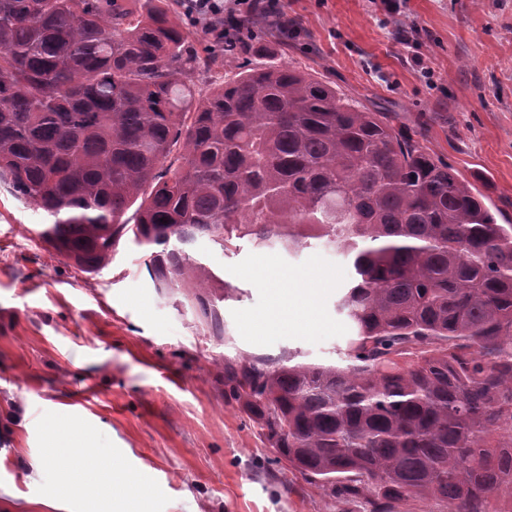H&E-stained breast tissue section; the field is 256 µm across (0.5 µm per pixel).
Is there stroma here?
Instances as JSON below:
<instances>
[{
  "label": "stroma",
  "mask_w": 512,
  "mask_h": 512,
  "mask_svg": "<svg viewBox=\"0 0 512 512\" xmlns=\"http://www.w3.org/2000/svg\"><path fill=\"white\" fill-rule=\"evenodd\" d=\"M297 32L263 27L225 61L234 74L288 64L411 135L448 163L498 223L512 221V0H281ZM45 218L0 182V512H117L71 478L43 485L66 422L73 476L98 467L104 432L147 493L135 512H358L349 499L277 462L255 419L224 394L240 355L341 361L352 334L336 300L344 255L315 240L299 253L249 239L194 250L227 283L224 333L212 336L184 289L157 290L134 239L89 274L39 239ZM315 288L310 321L263 327L273 288Z\"/></svg>",
  "instance_id": "obj_1"
}]
</instances>
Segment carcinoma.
Listing matches in <instances>:
<instances>
[{
  "label": "carcinoma",
  "instance_id": "carcinoma-1",
  "mask_svg": "<svg viewBox=\"0 0 512 512\" xmlns=\"http://www.w3.org/2000/svg\"><path fill=\"white\" fill-rule=\"evenodd\" d=\"M188 26L166 0H0V180L89 273L133 236L155 287L186 289L212 336L224 315L210 289L228 285L196 241L341 248L344 362L242 357L224 384L279 459L365 512L426 498L503 512L512 224L385 113L300 70L262 64L199 86L241 45L202 54Z\"/></svg>",
  "mask_w": 512,
  "mask_h": 512
}]
</instances>
